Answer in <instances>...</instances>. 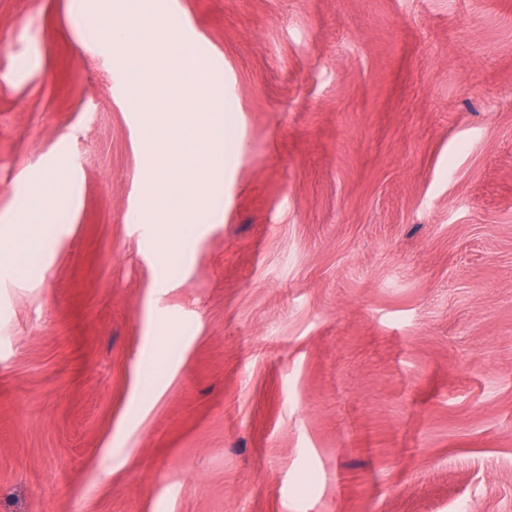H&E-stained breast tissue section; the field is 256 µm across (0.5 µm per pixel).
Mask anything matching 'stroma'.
Wrapping results in <instances>:
<instances>
[{
  "mask_svg": "<svg viewBox=\"0 0 512 512\" xmlns=\"http://www.w3.org/2000/svg\"><path fill=\"white\" fill-rule=\"evenodd\" d=\"M100 0H0V512H512V0H173L223 209L161 268ZM73 199L69 183L63 182L57 171L46 173L27 187L25 208L21 226L2 237L0 249L1 265L15 266L34 257L43 247L45 213L48 203L53 205L71 202ZM7 240V246L2 244Z\"/></svg>",
  "mask_w": 512,
  "mask_h": 512,
  "instance_id": "obj_1",
  "label": "stroma"
}]
</instances>
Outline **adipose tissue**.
I'll use <instances>...</instances> for the list:
<instances>
[{
    "mask_svg": "<svg viewBox=\"0 0 512 512\" xmlns=\"http://www.w3.org/2000/svg\"><path fill=\"white\" fill-rule=\"evenodd\" d=\"M72 199L69 184L63 182L57 172L46 173L29 184L21 224L7 234V245L0 248V263L15 266L35 256L43 247L47 206L67 203Z\"/></svg>",
    "mask_w": 512,
    "mask_h": 512,
    "instance_id": "ef3b65f1",
    "label": "adipose tissue"
}]
</instances>
